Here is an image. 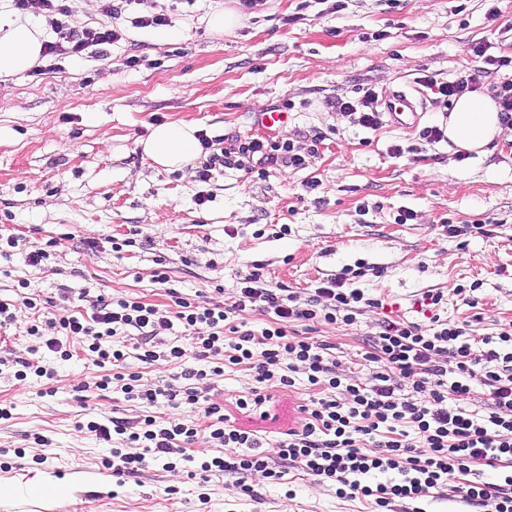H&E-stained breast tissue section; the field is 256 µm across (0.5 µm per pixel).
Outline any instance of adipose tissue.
Listing matches in <instances>:
<instances>
[{
	"label": "adipose tissue",
	"instance_id": "obj_1",
	"mask_svg": "<svg viewBox=\"0 0 512 512\" xmlns=\"http://www.w3.org/2000/svg\"><path fill=\"white\" fill-rule=\"evenodd\" d=\"M45 33L42 27L0 18V80L32 67L40 56ZM502 133L499 109L488 96L467 93L457 98L448 116L447 135L457 148L484 149ZM144 153L155 166L179 170L201 153L195 128L188 123H167L151 131Z\"/></svg>",
	"mask_w": 512,
	"mask_h": 512
}]
</instances>
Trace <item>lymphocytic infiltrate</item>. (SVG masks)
I'll return each mask as SVG.
<instances>
[{
    "instance_id": "1",
    "label": "lymphocytic infiltrate",
    "mask_w": 512,
    "mask_h": 512,
    "mask_svg": "<svg viewBox=\"0 0 512 512\" xmlns=\"http://www.w3.org/2000/svg\"><path fill=\"white\" fill-rule=\"evenodd\" d=\"M18 11L47 16L58 39L45 42L43 56H79L92 47H102L120 40L113 24L100 28H78L69 20L68 0H13ZM481 60L472 74L452 82L432 76L420 77L419 85L430 89L441 105L453 98L480 89L481 77L491 70L512 67V58L493 56L487 45L472 48ZM210 157L198 172L208 179L212 170L222 166L259 170L267 174L279 168L300 169L306 162L303 147L288 140L244 139L233 136L229 148L212 153V140L202 139ZM349 270H342L315 289L311 299L299 301L294 293L262 281L259 272L245 275L230 305H197L178 296L174 316H166L153 305L135 298L98 297L90 316L60 318L59 336L46 339V348L71 358L69 341L78 340L97 365L111 364L117 371L97 381L99 389L117 382L128 399L152 405L159 399L181 401L202 406L211 417L209 439L233 449V456L214 457L200 464L202 472L214 470L238 474V487L253 495L251 479L261 476L273 481L284 475L285 465L292 464L320 480L334 483L338 494L370 497L381 508L394 501H416L451 490L472 512H512V473L503 474L498 482L481 478V467H497L512 461V336L474 338L465 327L451 325L432 317L431 328L418 323L383 322L373 336L366 361L379 363L380 371L367 383L343 381L327 364L326 342L289 335L294 322H323L329 325L351 324L361 305L378 307L375 299L349 285ZM262 307L275 318L274 327L261 334L238 331L231 338L224 335V323L230 314ZM194 331L199 356L215 359L210 369L183 366V347L172 345L162 350H143L138 359L144 363L158 360L182 364V379L189 385L177 390L171 386L138 389L134 374L122 372L123 351L106 347L105 339L134 329L151 337L168 329L171 320ZM249 364L259 383L275 381L284 387L294 384L296 368H303L311 385L322 387L324 397L307 407L308 420L301 429L289 431L278 444L276 454L262 450L253 433L224 424L221 408L209 402L203 383L209 376H219L225 365ZM479 380L487 389L488 413L481 418L467 414L459 405L469 395L471 380ZM411 393H404V386ZM413 427L418 443L407 442L401 425ZM86 428L97 439L112 444L111 459L105 467L113 474L134 475L150 463L164 468L189 461L188 444L194 443L198 431L181 424L166 426L153 417L137 423L112 419L111 423L88 422ZM381 439L383 450L370 454L367 441ZM394 473L387 483L365 485L362 475ZM465 475L463 484H454L455 475Z\"/></svg>"
}]
</instances>
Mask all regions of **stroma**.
I'll use <instances>...</instances> for the list:
<instances>
[{
    "instance_id": "1",
    "label": "stroma",
    "mask_w": 512,
    "mask_h": 512,
    "mask_svg": "<svg viewBox=\"0 0 512 512\" xmlns=\"http://www.w3.org/2000/svg\"><path fill=\"white\" fill-rule=\"evenodd\" d=\"M496 20H488L489 6ZM75 26L110 23L95 0H70ZM233 12L235 24L214 34L209 19ZM137 12L163 14L166 25L140 28L132 15L112 21L120 40L90 48L82 58L47 57L36 70L0 87V238L17 240L0 258V301L17 299L20 284L41 298L40 310L18 309L0 327V449L10 466L0 482L21 489L1 499L0 512H378L370 499L342 498L336 487L291 468L280 483L254 478L257 497L242 495L236 475L189 477L185 468L149 466L119 480L103 461L111 449L81 423L135 422L151 415L198 428L191 454L228 456L207 439L209 418L193 405L155 406L97 389L110 367H97L80 346L64 360L48 352L52 323L87 313L97 295L133 297L175 312L172 292L195 303L230 302L240 278L260 267L264 280L303 300L342 269L365 267L353 285L382 301L348 326L315 325L312 340L333 346L338 375L368 379L378 364L365 360L384 320L429 325L432 314L469 323L474 336L512 333V140L500 136L484 153L453 144L425 145L419 133L441 123L442 109L427 104L417 123L375 131L328 108L329 100L377 94L418 77L453 81L478 61L473 44L487 42L496 56H512V0H263L242 10L238 0H142ZM287 112L277 138L301 144L319 136L301 170L268 176L237 169L213 171L202 182L201 153L184 170L154 166L142 143L158 125L185 122L214 138H263L261 113ZM404 147L393 156L391 146ZM319 183L306 192L307 180ZM413 220L399 223L401 211ZM459 234L449 236L443 223ZM494 223L482 235L474 221ZM49 248L33 265L32 247ZM170 279L158 283V266ZM443 292L439 309L426 296ZM39 335H28L30 325ZM162 342L183 346L184 364L136 357L140 336H115L126 371L142 389L156 388L183 366L208 368L192 333L181 324L161 331ZM42 359L53 376L15 377L19 360ZM295 384L267 382L265 415L240 409L254 387L245 365L226 366L210 381L209 396L225 424L250 431L275 451L288 431L305 422L304 406L320 397L303 372ZM44 444H36L35 436ZM24 449V457L13 454ZM74 476V490L58 497L26 486L36 472Z\"/></svg>"
}]
</instances>
